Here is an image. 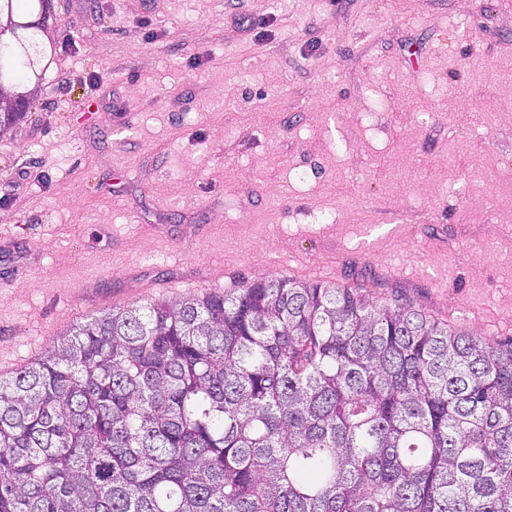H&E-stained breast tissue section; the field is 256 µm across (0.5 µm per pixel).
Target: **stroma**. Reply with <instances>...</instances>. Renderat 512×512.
Masks as SVG:
<instances>
[{
  "label": "stroma",
  "mask_w": 512,
  "mask_h": 512,
  "mask_svg": "<svg viewBox=\"0 0 512 512\" xmlns=\"http://www.w3.org/2000/svg\"><path fill=\"white\" fill-rule=\"evenodd\" d=\"M48 32L0 132V375L275 262L512 341V0H52Z\"/></svg>",
  "instance_id": "35a3bbf8"
}]
</instances>
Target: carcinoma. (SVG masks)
I'll return each instance as SVG.
<instances>
[{
    "mask_svg": "<svg viewBox=\"0 0 512 512\" xmlns=\"http://www.w3.org/2000/svg\"><path fill=\"white\" fill-rule=\"evenodd\" d=\"M0 0V129L50 0ZM0 512H512V340L288 277L114 308L0 377Z\"/></svg>",
    "mask_w": 512,
    "mask_h": 512,
    "instance_id": "obj_1",
    "label": "carcinoma"
}]
</instances>
